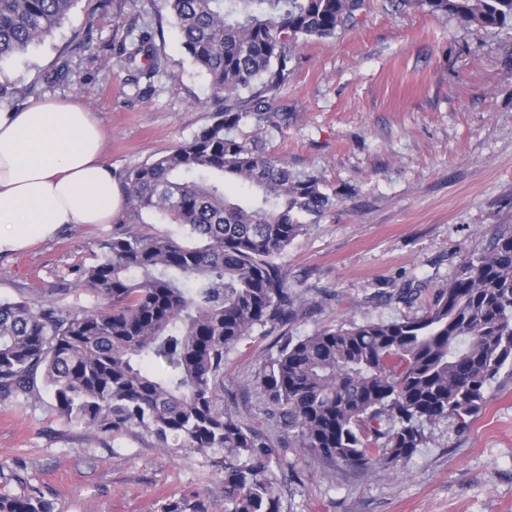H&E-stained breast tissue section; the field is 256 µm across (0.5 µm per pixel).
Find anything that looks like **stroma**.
I'll list each match as a JSON object with an SVG mask.
<instances>
[{
	"instance_id": "1",
	"label": "stroma",
	"mask_w": 512,
	"mask_h": 512,
	"mask_svg": "<svg viewBox=\"0 0 512 512\" xmlns=\"http://www.w3.org/2000/svg\"><path fill=\"white\" fill-rule=\"evenodd\" d=\"M155 35L165 69L144 91L127 81L122 44ZM95 54L73 53V33ZM296 69L260 132L266 150L319 176L336 205L306 220L283 262L307 302L294 335L339 324L392 320L408 309L391 294L410 283L429 301L467 253L512 224V35L464 26L395 0H365L357 23L336 36L299 41ZM65 75H58V67ZM0 112L51 94L94 112L114 175L168 152L209 124L207 78L185 54L163 0H87L54 35L0 63ZM108 224L67 226L18 252L0 254V301L59 289L62 303L91 309L100 297L69 288L91 264ZM274 336L250 337L224 362V404L270 437L267 404L254 384ZM40 401L0 402V492L27 484L55 512H161L178 500L224 512V470L212 455L176 453L132 436L102 437ZM277 475L286 512H512V375L492 383L466 428L432 430L428 447L395 468L363 472L300 448Z\"/></svg>"
}]
</instances>
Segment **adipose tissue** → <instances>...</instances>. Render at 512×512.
Segmentation results:
<instances>
[{
	"label": "adipose tissue",
	"instance_id": "ef3b65f1",
	"mask_svg": "<svg viewBox=\"0 0 512 512\" xmlns=\"http://www.w3.org/2000/svg\"><path fill=\"white\" fill-rule=\"evenodd\" d=\"M119 202L93 113L52 95L0 112V253L63 226L111 223Z\"/></svg>",
	"mask_w": 512,
	"mask_h": 512
}]
</instances>
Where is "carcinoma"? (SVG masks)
Returning <instances> with one entry per match:
<instances>
[{
    "label": "carcinoma",
    "instance_id": "1",
    "mask_svg": "<svg viewBox=\"0 0 512 512\" xmlns=\"http://www.w3.org/2000/svg\"><path fill=\"white\" fill-rule=\"evenodd\" d=\"M79 0H0V63L52 36ZM192 62L207 76L211 124L122 181L128 217L77 270L74 287L106 300L77 309L50 296L0 301V402L50 392L56 414L99 435L157 448L224 453V512H283L275 475L284 448L364 471L398 465L442 423L467 426L491 384L512 374V227L467 256L422 313L295 336L299 293L279 259L335 204L315 175L269 155L247 119L271 120L299 39L357 22L364 0H163ZM424 12L512 30V0H415ZM137 86L161 72L153 36L122 45ZM158 213L190 241L146 234ZM408 283L390 298L412 308ZM280 330L258 373L274 442L224 408V355ZM0 512H54L34 490L0 494Z\"/></svg>",
    "mask_w": 512,
    "mask_h": 512
}]
</instances>
